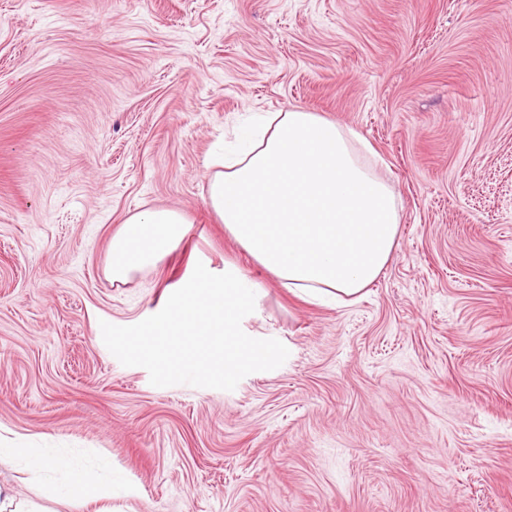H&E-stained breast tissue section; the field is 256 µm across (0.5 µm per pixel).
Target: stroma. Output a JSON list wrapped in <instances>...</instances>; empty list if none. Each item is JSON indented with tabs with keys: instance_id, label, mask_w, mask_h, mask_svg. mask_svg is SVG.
<instances>
[{
	"instance_id": "35a3bbf8",
	"label": "stroma",
	"mask_w": 512,
	"mask_h": 512,
	"mask_svg": "<svg viewBox=\"0 0 512 512\" xmlns=\"http://www.w3.org/2000/svg\"><path fill=\"white\" fill-rule=\"evenodd\" d=\"M358 132L398 244L339 306L281 288L207 204L253 112ZM191 223L114 286L135 210ZM236 264L248 335L289 357L235 390L156 387L100 324ZM0 435L87 471L1 459L45 512H512V0H0ZM49 461L53 469L66 475V493L71 499H89V485L83 473L72 468L65 457L53 456Z\"/></svg>"
}]
</instances>
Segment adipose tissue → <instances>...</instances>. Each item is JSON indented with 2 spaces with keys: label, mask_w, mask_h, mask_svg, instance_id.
Returning <instances> with one entry per match:
<instances>
[{
  "label": "adipose tissue",
  "mask_w": 512,
  "mask_h": 512,
  "mask_svg": "<svg viewBox=\"0 0 512 512\" xmlns=\"http://www.w3.org/2000/svg\"><path fill=\"white\" fill-rule=\"evenodd\" d=\"M359 136L301 109L256 113L242 146L215 159L208 205L227 234L289 291L323 302L361 294L399 232L397 200L365 166ZM172 209L131 214L113 234L115 283L156 266L183 240Z\"/></svg>",
  "instance_id": "1"
}]
</instances>
